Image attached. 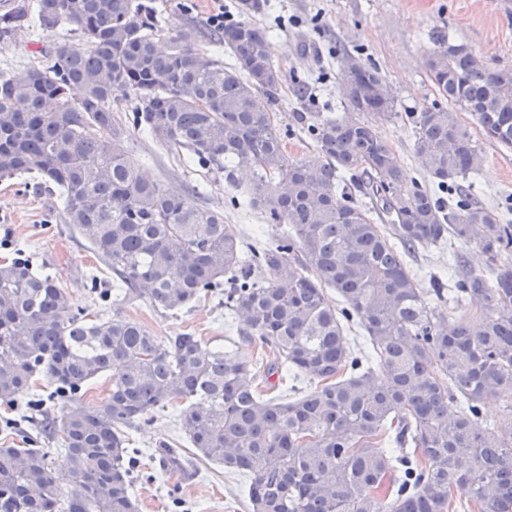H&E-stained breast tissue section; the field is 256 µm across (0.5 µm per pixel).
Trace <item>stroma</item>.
Wrapping results in <instances>:
<instances>
[{
	"mask_svg": "<svg viewBox=\"0 0 512 512\" xmlns=\"http://www.w3.org/2000/svg\"><path fill=\"white\" fill-rule=\"evenodd\" d=\"M251 22L264 28L274 60L281 69L282 88L276 108L291 159L313 155L315 144L295 126L298 112L341 115L345 112L337 58L343 52L376 67L394 94L402 112H421L440 100L428 78L426 60L437 38L467 46L489 65L512 69V0H262ZM159 18L208 27L213 0H153ZM78 36L60 28L46 32L23 28L10 42L0 43V71L24 72L42 63L41 46L74 42ZM305 83L307 95L297 99L294 89ZM460 119L483 149L484 164L474 186L478 199L501 211L512 209V148L488 139L468 113ZM411 177L435 189L436 181L423 167L408 121L381 128ZM130 158L150 179L176 192L195 185L205 188L202 205L219 207L224 221L244 242L257 244L280 234L255 210L232 207L236 190L223 176L188 164L185 158L159 147L134 129L127 143ZM63 199L56 190L38 187L34 176L0 180V261L22 250L38 274L55 277L73 310L89 319L110 317L113 308L105 290L112 286L111 271L89 243L63 221ZM122 316L146 326L159 338L191 332L206 348H229V316L224 299L209 296L180 311L154 308L148 302L122 304ZM132 447L151 453L160 443L181 449L194 467L185 478H167L158 462H145L134 487L138 512H250L249 480L223 464L202 457L192 448L175 412H165L152 423L130 430Z\"/></svg>",
	"mask_w": 512,
	"mask_h": 512,
	"instance_id": "35a3bbf8",
	"label": "stroma"
}]
</instances>
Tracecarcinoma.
<instances>
[{
  "instance_id": "cac0c4a2",
  "label": "carcinoma",
  "mask_w": 512,
  "mask_h": 512,
  "mask_svg": "<svg viewBox=\"0 0 512 512\" xmlns=\"http://www.w3.org/2000/svg\"><path fill=\"white\" fill-rule=\"evenodd\" d=\"M36 5L42 30L68 26L81 41L43 48L49 63L22 74L0 71V179L35 174L60 191L64 222L115 276L112 303L178 311L222 294L239 340L268 354L207 351L192 333L161 340L118 311L72 315L55 278L16 253L0 264V401L30 399L42 373L66 411L38 425L60 461L49 448H0V512H137L143 451L125 430L170 406L202 456L250 478L251 512H512V220L473 195L483 155L456 113L512 147V69L436 41L428 69L448 105L407 114L431 192L379 131L399 115L395 96L349 52L352 115L297 113L316 153L296 161L275 112L281 71L250 21L169 26L152 0ZM27 16L24 4L0 13V40ZM122 97L162 148L235 188L236 171L252 170L239 195L282 234L246 244L224 211L195 203L199 188L145 178L114 111ZM451 238L477 246L486 272L451 256L448 281L430 276L431 304L408 260ZM473 298L475 328L456 316ZM106 372L108 396L80 404ZM491 399L505 402L502 421L475 427ZM150 456L186 472L176 448Z\"/></svg>"
}]
</instances>
